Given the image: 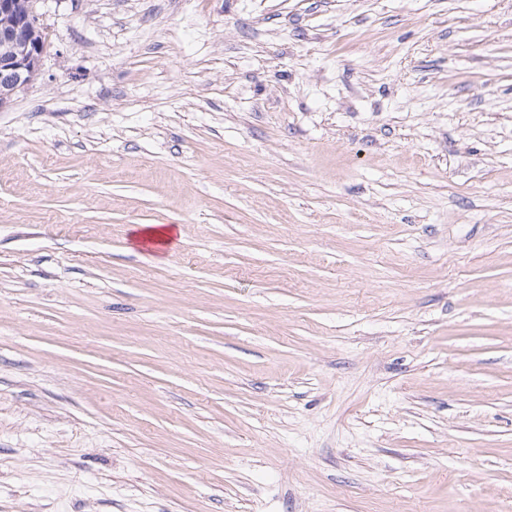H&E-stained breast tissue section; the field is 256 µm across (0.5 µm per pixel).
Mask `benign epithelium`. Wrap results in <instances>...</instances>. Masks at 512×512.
I'll return each mask as SVG.
<instances>
[{
  "label": "benign epithelium",
  "mask_w": 512,
  "mask_h": 512,
  "mask_svg": "<svg viewBox=\"0 0 512 512\" xmlns=\"http://www.w3.org/2000/svg\"><path fill=\"white\" fill-rule=\"evenodd\" d=\"M39 0H0V110L39 75L46 43L37 35Z\"/></svg>",
  "instance_id": "7a95c632"
}]
</instances>
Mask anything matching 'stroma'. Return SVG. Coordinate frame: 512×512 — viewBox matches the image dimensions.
<instances>
[{
    "mask_svg": "<svg viewBox=\"0 0 512 512\" xmlns=\"http://www.w3.org/2000/svg\"><path fill=\"white\" fill-rule=\"evenodd\" d=\"M39 8L0 512H512V0ZM135 228L137 231L132 234V240L135 244L147 247L148 245L154 246L149 247V250H158L157 245L169 244L175 237L176 227L164 226L161 224H142ZM152 225V226H149Z\"/></svg>",
    "mask_w": 512,
    "mask_h": 512,
    "instance_id": "1",
    "label": "stroma"
}]
</instances>
